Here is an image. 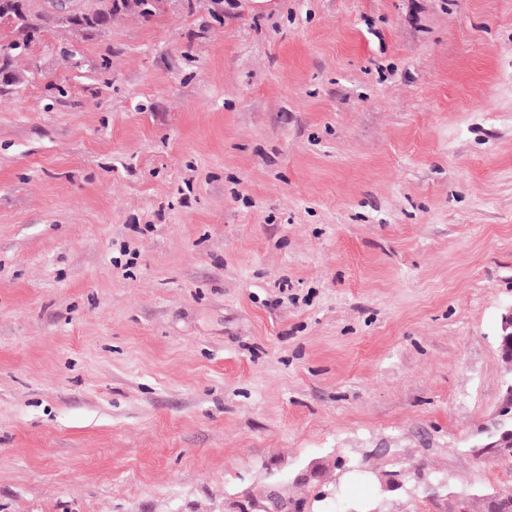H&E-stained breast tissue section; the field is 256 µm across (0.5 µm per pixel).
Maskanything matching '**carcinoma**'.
Masks as SVG:
<instances>
[{
    "instance_id": "1",
    "label": "carcinoma",
    "mask_w": 512,
    "mask_h": 512,
    "mask_svg": "<svg viewBox=\"0 0 512 512\" xmlns=\"http://www.w3.org/2000/svg\"><path fill=\"white\" fill-rule=\"evenodd\" d=\"M38 0H0V94H9L23 78L14 67L17 56L25 53L42 33L52 28L75 35H92L105 31L113 16L122 12L138 13L145 18L165 9L168 0H94L96 10L89 15H73L68 21L40 10ZM466 512H492L490 494L474 491L467 495Z\"/></svg>"
}]
</instances>
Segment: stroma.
<instances>
[{
	"instance_id": "stroma-1",
	"label": "stroma",
	"mask_w": 512,
	"mask_h": 512,
	"mask_svg": "<svg viewBox=\"0 0 512 512\" xmlns=\"http://www.w3.org/2000/svg\"><path fill=\"white\" fill-rule=\"evenodd\" d=\"M210 8L50 31L0 97V512L512 492L468 450L511 375L512 0Z\"/></svg>"
}]
</instances>
